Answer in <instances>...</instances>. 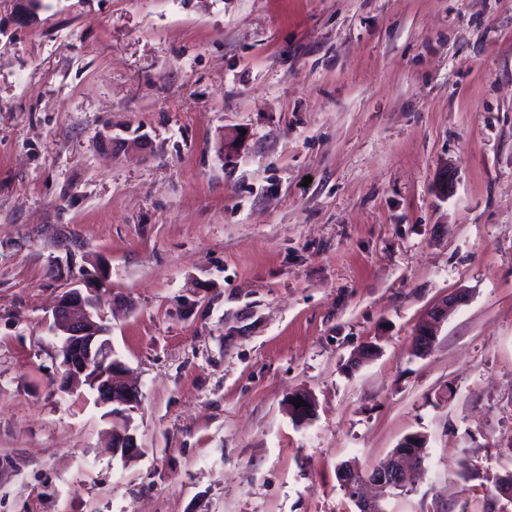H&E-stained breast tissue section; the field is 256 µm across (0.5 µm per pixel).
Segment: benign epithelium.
Wrapping results in <instances>:
<instances>
[{
    "label": "benign epithelium",
    "instance_id": "obj_1",
    "mask_svg": "<svg viewBox=\"0 0 512 512\" xmlns=\"http://www.w3.org/2000/svg\"><path fill=\"white\" fill-rule=\"evenodd\" d=\"M18 21L29 24L36 20L38 9L30 0H15ZM468 292L456 291L432 305L414 332L413 349L423 356L434 347L441 325L448 312L466 304ZM52 332L60 341L63 372L61 389L69 392L86 384L97 394V404L108 408L105 417L112 421V448L126 457L137 450L136 438L131 433L130 413L140 402L138 388L129 382L127 368L115 357L109 328L98 313L97 298L84 294L78 288L67 291L54 313ZM303 401L305 405L296 407ZM288 414L304 424L312 420L316 404L307 393H296L288 399ZM428 435L414 432L406 435L394 448L386 461L369 473L351 464L337 469L338 482L354 503L357 512H384L380 500L387 491L405 487L408 475L422 469Z\"/></svg>",
    "mask_w": 512,
    "mask_h": 512
}]
</instances>
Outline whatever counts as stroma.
Masks as SVG:
<instances>
[{
  "mask_svg": "<svg viewBox=\"0 0 512 512\" xmlns=\"http://www.w3.org/2000/svg\"><path fill=\"white\" fill-rule=\"evenodd\" d=\"M71 288L133 455L58 387ZM412 432L385 512H512V0H0V512H355ZM51 330L60 341L61 389L69 392L86 384L96 392L99 406L112 405L104 415L112 421V448L129 456L138 448L130 432V413L139 405L140 393L129 382L124 363L115 357L95 294H83L78 288L67 291L53 313ZM469 299L468 292L459 290L444 297L427 310L414 332L413 349L416 354L423 356L432 350L441 325L448 318V312L466 304ZM300 400H304L306 406L296 408L294 402L299 403ZM288 414L292 419L299 424H304L312 420L316 412V404L312 396L307 393H295L288 399L287 404ZM426 448L428 435L414 432L401 439L386 461L369 473L351 464H341L337 469L338 482L358 509L356 512H384L380 500L388 490L404 488L411 471L422 469ZM367 485L376 490V497L364 494Z\"/></svg>",
  "mask_w": 512,
  "mask_h": 512,
  "instance_id": "1",
  "label": "stroma"
}]
</instances>
